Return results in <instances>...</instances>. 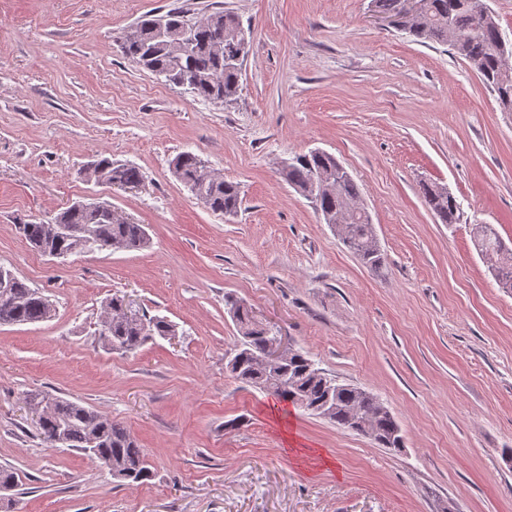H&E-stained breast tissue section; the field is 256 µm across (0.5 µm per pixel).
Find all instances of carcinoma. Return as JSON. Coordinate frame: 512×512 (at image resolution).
<instances>
[{"mask_svg": "<svg viewBox=\"0 0 512 512\" xmlns=\"http://www.w3.org/2000/svg\"><path fill=\"white\" fill-rule=\"evenodd\" d=\"M372 10L384 16L401 12L403 0H370ZM185 12L171 9L156 16L147 13L126 30L120 40L123 55L166 82L187 84L195 96L214 103L230 102L237 94L239 75L248 53L237 35L239 18L216 10L196 22L195 29H183ZM401 31L420 43L446 44L456 57L476 71L499 103L512 110V43L504 40L494 15L484 0H423L421 10L407 17ZM176 178L207 208L224 216H234L241 205L239 184L224 179L191 151L172 160ZM89 177L111 186L140 188L144 175L131 164L108 158L94 161ZM282 177L298 193L312 199L323 223L330 225L342 243L372 271H380L384 255L378 244L367 208L360 204V189L336 157L319 149L289 160ZM426 206L443 224L460 221L461 207L454 196L432 183L420 185ZM18 234L31 247L73 256L91 251H138L148 246L149 236L142 224L116 214L100 201L78 200L62 209L51 221H20ZM479 253L495 261V275L504 288H512V247L486 224L475 227ZM240 344L228 352V369L247 383L278 401L291 403L310 415L366 436L381 448L401 450L404 438L399 422L374 394L315 367L300 349L276 367L257 361L270 328L254 320L251 309L227 295ZM54 306L39 289L11 274L7 287H0V325H20L45 321ZM176 335V325L151 316L136 307L126 312L125 297L112 296L98 329L103 343L113 350L135 352L156 338ZM30 406H42L36 422L37 436L47 444L63 441L95 457L112 476L129 484H144L153 471L122 423L68 399L32 391L26 396Z\"/></svg>", "mask_w": 512, "mask_h": 512, "instance_id": "1", "label": "carcinoma"}]
</instances>
